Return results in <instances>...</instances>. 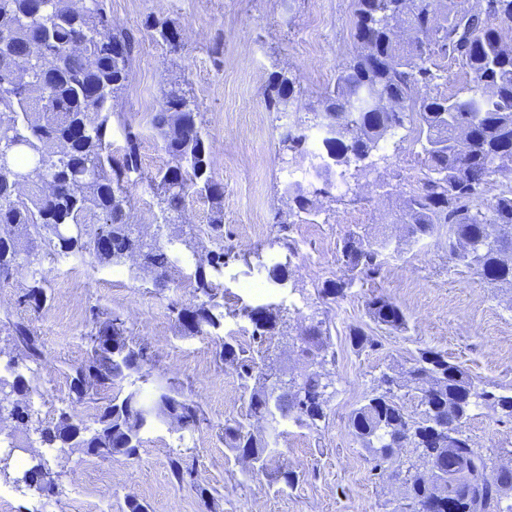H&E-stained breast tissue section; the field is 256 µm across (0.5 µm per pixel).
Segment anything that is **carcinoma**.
I'll use <instances>...</instances> for the list:
<instances>
[{
    "mask_svg": "<svg viewBox=\"0 0 512 512\" xmlns=\"http://www.w3.org/2000/svg\"><path fill=\"white\" fill-rule=\"evenodd\" d=\"M484 13L511 25L512 0H486ZM355 15V51L339 65L334 86L318 105L302 102L301 91L283 72L267 82V108L296 115L280 139L281 150L303 158L307 130H333L322 138L324 152L313 154L324 187L287 186V210L279 212L275 233L266 242L280 259L267 266L263 250L239 253L224 241V185L212 176L211 143L198 103L179 83L162 92L151 119L171 158L150 181L159 208L155 229L148 236L130 222L131 199L120 184L121 174H112L106 135L112 101L129 82L139 40L131 31L112 30L101 0H50L42 7L38 0H0V287L17 271L19 254L32 258L21 302L40 309L49 288L38 262L41 253L51 259L87 254L116 266L132 258L138 270L160 283L169 279L179 249L193 267L188 281L194 302L173 307L177 330L182 336H216L224 327L221 288L228 261L253 259L267 271L269 282L287 287L298 256L292 236L296 221L318 214L317 198L332 185L336 168L347 186L350 179L375 171L380 143L410 118L419 127L427 173L401 195L399 223L405 239L394 244L349 231L340 249L342 276L316 287L314 304L334 303L355 281L380 276L387 251L397 252L444 227L449 258L512 291V238L498 234V227H512V186L485 207L476 204L493 178L512 177V41L473 10L448 12L446 0H356ZM145 27L166 43L174 24L151 15ZM437 50L461 63L469 77L467 95L437 92L440 75L432 60ZM139 168V134L130 129L120 170ZM193 195L210 205L211 250L197 241L191 226L175 242L166 232L168 225L180 223ZM366 307L379 326L398 330L406 325L403 309L384 295L370 298ZM293 311L300 309L283 301L241 307L239 314L253 325L256 355H245L244 348L228 340L219 352L248 393L245 411L224 420V447L235 463L253 462V468L241 470L245 478L262 476L278 492L299 479L295 470L274 465L281 425L291 421L319 430L335 384L327 369L335 360L329 330L315 312L298 335L305 369L295 379L297 399H282L270 380L274 340L288 335ZM92 317L89 355L72 378L77 401L92 400L133 375L155 383L154 398L143 400L138 388L118 392L98 407L91 426L70 411L51 421L39 419L30 398L36 392L32 378L43 360L41 344L29 324L10 322L6 330L21 353L8 361L12 378L0 377V444L17 447L3 424L25 416L35 441L56 450L58 458L68 448H94V457L103 460L129 458L138 454L141 433L157 421L184 430H196L206 421L179 384L155 380L148 345L129 336L120 316L103 318L94 312ZM403 389L428 408L408 414L398 395ZM479 400L512 419V394L478 390L462 366L425 348L409 367L379 377L377 387L351 412L348 426L363 447L373 450V470L403 476L409 503H427L432 512H512L490 458L463 431ZM407 446L416 449V459L397 461L396 449ZM431 465L445 469V486L428 483ZM39 471H52L42 455L32 458V466L14 482L37 491L39 486L27 477ZM171 471L177 483L196 485L204 504L216 512L215 496L196 484V472L183 456L171 459Z\"/></svg>",
    "mask_w": 512,
    "mask_h": 512,
    "instance_id": "carcinoma-1",
    "label": "carcinoma"
}]
</instances>
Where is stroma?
I'll use <instances>...</instances> for the list:
<instances>
[{"mask_svg": "<svg viewBox=\"0 0 512 512\" xmlns=\"http://www.w3.org/2000/svg\"><path fill=\"white\" fill-rule=\"evenodd\" d=\"M105 9L113 27L133 31L140 41L132 77L114 100L108 133L116 167L126 146L125 125L140 134V169L123 182L133 204L131 222L150 228L158 212L149 178L170 158L151 117L162 89L184 81L213 145L212 176L224 186L225 241L239 250L254 248L261 239L250 233L254 224L264 225L263 237H272L274 217L285 206L288 172L279 141L286 125L268 111L265 85L271 73L286 72L305 102L318 103L333 87L337 66L355 48V0H105ZM150 15L181 29L179 51H170L146 30ZM384 153L386 163L360 179L355 192L331 188L320 199L315 221L295 225L299 255L292 278L298 293L270 283L264 267L237 260L225 266L224 305L232 313L216 337L177 332L172 307L193 300L187 286L191 269L179 258L163 287L151 275L136 279L128 266H101L87 256L43 259L50 299L37 313L20 301L25 271L15 273L0 288V320L29 323L43 344L39 392L32 397L39 418L49 420L67 409L93 420L98 404L74 402L71 374L88 356L86 334L97 310L121 316L131 336L148 344L155 374L178 380L210 424L198 431L154 424L130 458L101 460L70 450L54 466L60 478L49 494L18 488L19 461L31 460L38 450L27 447L25 430H15L16 448L0 447V457L15 465L14 480L0 478V512H125L130 498L148 512H206L197 487L178 484L171 474L170 460L178 454L196 468L198 486L218 490L217 512H391L403 483L375 474L371 452L348 427L351 412L382 372L408 365L423 348L447 354L487 391L511 388L512 295L449 260L444 237L436 235L388 254L380 277L347 289L322 314L335 353L336 394L319 431L285 423L280 460L300 480L282 493L269 489L264 479L243 480L239 466L227 460L221 427L245 409L247 398L235 368L218 358L222 338L253 345L252 326L237 308L296 302L313 295L315 285L340 276L339 248L348 230L362 228L393 241L403 236L396 221L398 195L416 187L425 173L415 127L397 129ZM375 295L401 306L404 329L369 319L366 302ZM359 326L378 347H353L350 331ZM464 431L494 464H512V420L498 410L483 403L474 407Z\"/></svg>", "mask_w": 512, "mask_h": 512, "instance_id": "obj_1", "label": "stroma"}]
</instances>
